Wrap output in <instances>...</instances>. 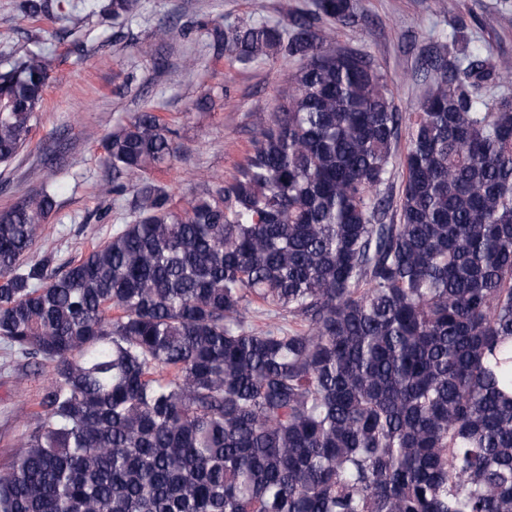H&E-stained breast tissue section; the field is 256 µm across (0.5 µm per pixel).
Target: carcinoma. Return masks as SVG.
Segmentation results:
<instances>
[{"mask_svg": "<svg viewBox=\"0 0 512 512\" xmlns=\"http://www.w3.org/2000/svg\"><path fill=\"white\" fill-rule=\"evenodd\" d=\"M31 20L52 0H23ZM139 0H107L115 19ZM357 0L208 35L294 66L228 180L183 207L151 176L155 111L107 137L130 220L77 260L31 253L56 201L0 210V341L51 365L0 471V512H512V65L464 45L408 126L363 53ZM0 60V164L30 142L44 36Z\"/></svg>", "mask_w": 512, "mask_h": 512, "instance_id": "obj_1", "label": "carcinoma"}]
</instances>
